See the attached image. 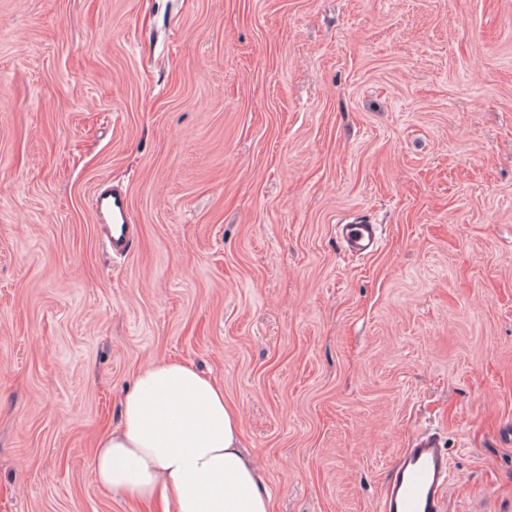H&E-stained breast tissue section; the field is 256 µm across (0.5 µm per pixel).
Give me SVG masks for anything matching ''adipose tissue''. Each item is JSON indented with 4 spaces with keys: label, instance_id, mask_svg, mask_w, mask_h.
Instances as JSON below:
<instances>
[{
    "label": "adipose tissue",
    "instance_id": "1",
    "mask_svg": "<svg viewBox=\"0 0 512 512\" xmlns=\"http://www.w3.org/2000/svg\"><path fill=\"white\" fill-rule=\"evenodd\" d=\"M240 433L221 385L188 363L158 361L124 394L119 426L96 443L93 472L109 494L157 501L164 512H270Z\"/></svg>",
    "mask_w": 512,
    "mask_h": 512
}]
</instances>
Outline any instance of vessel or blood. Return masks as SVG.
<instances>
[{"mask_svg": "<svg viewBox=\"0 0 512 512\" xmlns=\"http://www.w3.org/2000/svg\"><path fill=\"white\" fill-rule=\"evenodd\" d=\"M91 207L98 220H112L117 230L109 238L113 254L127 253L133 243L130 202L118 186L98 188ZM345 253L367 256L380 246L378 225L354 221L336 227ZM450 485L448 452L439 433L425 430L414 435L401 449L392 468L380 512H442V494Z\"/></svg>", "mask_w": 512, "mask_h": 512, "instance_id": "1", "label": "vessel or blood"}]
</instances>
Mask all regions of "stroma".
<instances>
[{"mask_svg": "<svg viewBox=\"0 0 512 512\" xmlns=\"http://www.w3.org/2000/svg\"><path fill=\"white\" fill-rule=\"evenodd\" d=\"M173 358L272 512H379L424 429L512 512V0H0V512H155L91 456ZM91 207L99 221L112 219V224H121L114 235H110L112 254L127 253L133 243L130 202L127 193L119 186L98 188L92 198ZM379 225L368 221L337 224L336 235L347 254L365 257L380 246Z\"/></svg>", "mask_w": 512, "mask_h": 512, "instance_id": "stroma-1", "label": "stroma"}]
</instances>
